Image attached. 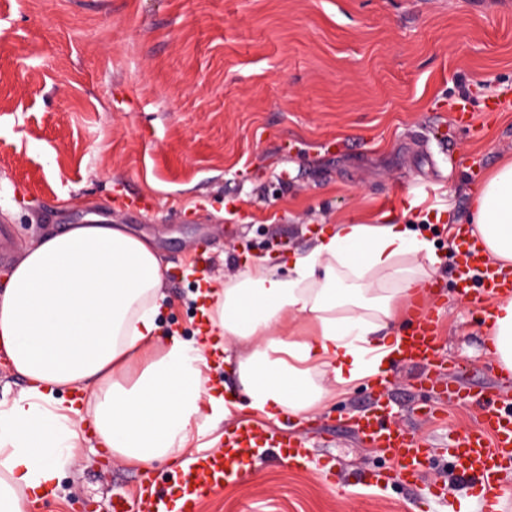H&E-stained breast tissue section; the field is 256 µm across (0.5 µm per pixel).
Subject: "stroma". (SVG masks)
Wrapping results in <instances>:
<instances>
[{"instance_id": "1", "label": "stroma", "mask_w": 512, "mask_h": 512, "mask_svg": "<svg viewBox=\"0 0 512 512\" xmlns=\"http://www.w3.org/2000/svg\"><path fill=\"white\" fill-rule=\"evenodd\" d=\"M511 158L512 0H0V270L40 235L122 225L152 241L167 269L161 328L185 341L206 327L197 257L211 279L258 257L284 274L317 227L399 223L438 244L428 305L445 369L492 386L488 301L475 280L461 296L447 242ZM422 374L397 365L384 398L399 427L436 447L479 409L444 401ZM376 398L363 382L283 421L306 440L308 469L268 450L200 512H433V484L477 512L441 457L415 489L359 482L391 468L351 426ZM144 474L86 433L58 495L31 512H110Z\"/></svg>"}]
</instances>
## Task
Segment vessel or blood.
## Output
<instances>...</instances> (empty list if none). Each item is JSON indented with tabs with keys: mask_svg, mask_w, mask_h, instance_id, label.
<instances>
[{
	"mask_svg": "<svg viewBox=\"0 0 512 512\" xmlns=\"http://www.w3.org/2000/svg\"><path fill=\"white\" fill-rule=\"evenodd\" d=\"M453 236L461 294H468L469 273L476 268L482 272L484 296L512 294V277L488 264L468 228L458 226ZM400 360L423 367L425 384L439 389L448 401L477 404V423L467 430L449 429L446 447L437 449L394 425L379 410L355 420L360 441L392 461L400 482L409 488L417 484L434 457L446 456L456 473L471 484L480 512H512V484L505 480L506 473L512 471V396L501 390L493 394L467 391L453 380L441 382L438 324L423 310L417 311L413 330L401 340ZM266 448L278 449L280 462L288 467L308 464L303 438L293 433L278 435L262 422L245 420L225 430L222 448L197 453L185 467L174 471L167 498L154 499L149 482L144 481L137 498L114 494L111 512H198L204 497L220 491L225 480L240 479L244 461L260 456Z\"/></svg>",
	"mask_w": 512,
	"mask_h": 512,
	"instance_id": "obj_1",
	"label": "vessel or blood"
}]
</instances>
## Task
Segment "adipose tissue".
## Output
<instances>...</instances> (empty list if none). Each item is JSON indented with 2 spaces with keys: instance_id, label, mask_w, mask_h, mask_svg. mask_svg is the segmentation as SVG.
<instances>
[{
  "instance_id": "ef3b65f1",
  "label": "adipose tissue",
  "mask_w": 512,
  "mask_h": 512,
  "mask_svg": "<svg viewBox=\"0 0 512 512\" xmlns=\"http://www.w3.org/2000/svg\"><path fill=\"white\" fill-rule=\"evenodd\" d=\"M471 210V233L511 270V161L486 178ZM440 262L404 225L337 223L292 254L287 275L259 258L238 278L214 281L209 332L239 347L245 406L305 417L387 373ZM1 278L0 352L28 385L0 401V512H26L40 492L59 489L85 427L113 458L146 469L187 455L194 424L242 406L206 388V345L161 331V262L123 227L46 235ZM484 331L499 368L512 372V297L492 302ZM65 388L83 391L81 406L61 397Z\"/></svg>"
}]
</instances>
